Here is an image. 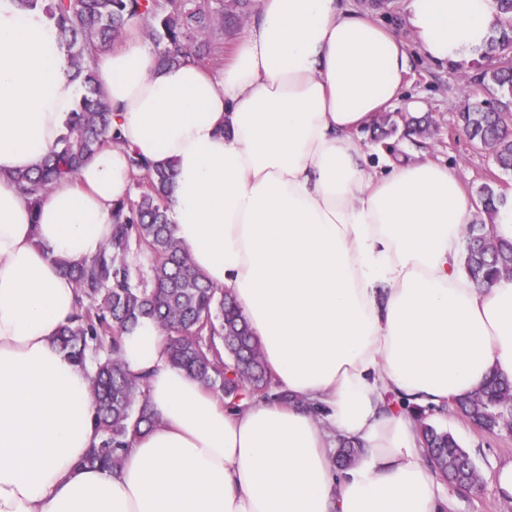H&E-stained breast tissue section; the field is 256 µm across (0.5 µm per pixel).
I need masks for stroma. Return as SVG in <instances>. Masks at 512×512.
Masks as SVG:
<instances>
[{
  "mask_svg": "<svg viewBox=\"0 0 512 512\" xmlns=\"http://www.w3.org/2000/svg\"><path fill=\"white\" fill-rule=\"evenodd\" d=\"M351 8L391 28L403 41L411 65L403 79L406 99L418 101L419 115L432 120V135L421 139L396 134L374 139L362 132L360 142L365 149H383L390 156L415 159L427 154L430 159L451 165L459 174L468 193H475L483 183L495 182L505 194H512V173L503 172L492 154L474 145L457 125V112L464 100H482L489 93L481 87L466 84L464 77L472 62L440 64L428 60L413 42L405 21L406 0H348ZM429 421L450 432L471 455L482 485L473 492L449 489L450 512H512V500L500 498L493 487L497 466L512 461V433L489 434L455 414L432 412Z\"/></svg>",
  "mask_w": 512,
  "mask_h": 512,
  "instance_id": "obj_1",
  "label": "stroma"
}]
</instances>
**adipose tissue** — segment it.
<instances>
[{
	"label": "adipose tissue",
	"mask_w": 512,
	"mask_h": 512,
	"mask_svg": "<svg viewBox=\"0 0 512 512\" xmlns=\"http://www.w3.org/2000/svg\"><path fill=\"white\" fill-rule=\"evenodd\" d=\"M496 20L495 0L406 2L438 63ZM140 30L95 62L120 145L34 212L10 176L42 162L80 88L42 11L0 0V512H446L412 409L512 380V277L462 270L474 209L450 166L375 162L357 139L403 102V42L345 0H262L215 71L156 66ZM131 150L173 168L176 238L299 403L229 406L142 318L122 358L159 423L104 471L81 464L97 431L89 377L56 344L75 302L61 265L110 236ZM333 434L358 442L351 467H333Z\"/></svg>",
	"instance_id": "obj_1"
}]
</instances>
